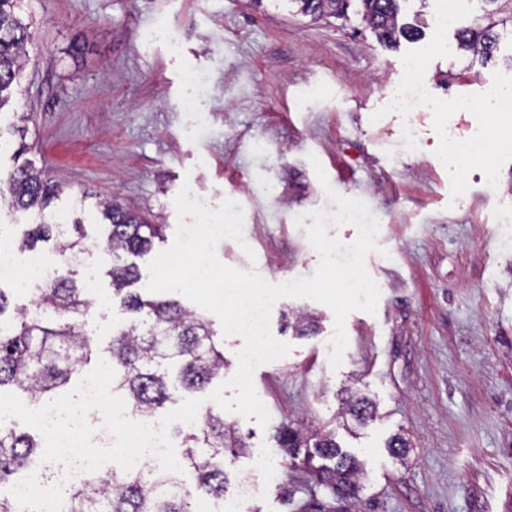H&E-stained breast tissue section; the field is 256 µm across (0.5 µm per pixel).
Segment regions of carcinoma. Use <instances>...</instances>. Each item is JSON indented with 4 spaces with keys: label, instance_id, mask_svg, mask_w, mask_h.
I'll return each mask as SVG.
<instances>
[{
    "label": "carcinoma",
    "instance_id": "cac0c4a2",
    "mask_svg": "<svg viewBox=\"0 0 512 512\" xmlns=\"http://www.w3.org/2000/svg\"><path fill=\"white\" fill-rule=\"evenodd\" d=\"M18 0H0V110L11 100V88L20 76L27 44L32 40L30 25L16 14ZM296 13L314 19L341 17L348 0H291ZM362 20L383 43L404 37H420L418 24L402 22V0H357ZM483 22L458 30L460 56L485 65L499 49L501 40L512 39V0H479ZM0 208L7 213L36 210L44 214L61 191L59 183L29 165H21L3 179ZM101 220L110 228L111 304L129 314L113 329L109 343V364L115 371L112 392L128 400L134 410L155 414L176 400L179 391H204L224 370V339L213 322L197 311L185 308L173 298L145 299L131 286L140 279L131 258L151 250L163 237L162 224H150L112 200L99 204ZM49 221L32 224L18 243V250H31L40 242L55 240V250L71 260L84 252L81 222L74 232L54 233ZM37 317L23 309L11 316L6 292L0 288V390L14 387L32 402L55 394L76 378L83 366L97 356L92 340L75 315L87 314L95 301L87 297L73 272L57 277L37 289ZM349 414L358 421L373 416L369 398L356 396L349 402ZM278 447L291 457L304 453L303 462L315 484L337 500L357 497L362 473L360 461L336 443L335 433L313 434L286 426L277 435ZM244 441L224 424V417L207 411L201 426L182 440L184 467L196 474L187 483L173 472L121 468L112 479L89 477L62 487L56 496L59 512H192V500L199 490L216 499L228 493L230 480L224 455L236 458L244 453ZM42 444L35 436L20 431L12 421L0 422V486L15 480L26 466L41 460ZM333 466H313L315 458Z\"/></svg>",
    "mask_w": 512,
    "mask_h": 512
}]
</instances>
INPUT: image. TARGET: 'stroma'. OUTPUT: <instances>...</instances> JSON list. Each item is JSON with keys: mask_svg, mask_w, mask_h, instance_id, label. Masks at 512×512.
<instances>
[{"mask_svg": "<svg viewBox=\"0 0 512 512\" xmlns=\"http://www.w3.org/2000/svg\"><path fill=\"white\" fill-rule=\"evenodd\" d=\"M421 6L423 38L391 48L354 4L346 18L318 20L295 14L288 0L22 5L34 37L13 104L0 111V171L20 155L62 182L49 210L83 222L102 295L111 292L97 213L106 198L164 227L163 240L136 260L141 292L149 263L174 241V198L186 184L210 208L226 198L242 206L251 249L226 238L217 256L272 284L312 276L318 256L296 219L336 209L311 158L338 194L363 200L379 222L381 250L365 261L381 291L377 311L348 316L339 368L328 360L329 307L304 297L272 307L270 330L291 350L253 373L270 421L224 415L249 448L227 465L230 480L265 469L245 512H512V131L483 105L492 92L512 91V63L502 56L467 71L456 52L430 53L433 41L454 43L479 7L461 0L443 30L438 0L402 4L409 15ZM417 57L452 108L421 113L411 127L382 86L406 80ZM460 97L474 111L455 110ZM23 112L32 119L20 134L13 127ZM474 124L498 136V181L441 161L444 133L461 136ZM412 132L415 155L406 148ZM291 312L316 316L315 333L297 335L284 319ZM355 392L376 405L362 423L345 412ZM286 424L335 430L366 470L356 500L309 493L303 468L277 446ZM397 434L409 442L402 457L387 448Z\"/></svg>", "mask_w": 512, "mask_h": 512, "instance_id": "obj_1", "label": "stroma"}]
</instances>
